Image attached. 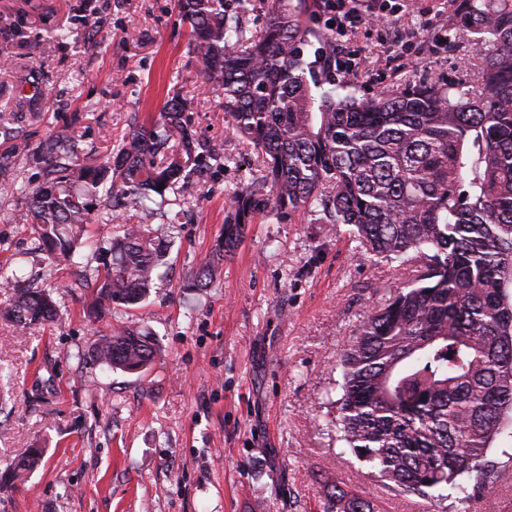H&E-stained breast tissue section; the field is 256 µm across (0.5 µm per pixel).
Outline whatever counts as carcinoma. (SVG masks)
<instances>
[{
	"label": "carcinoma",
	"mask_w": 512,
	"mask_h": 512,
	"mask_svg": "<svg viewBox=\"0 0 512 512\" xmlns=\"http://www.w3.org/2000/svg\"><path fill=\"white\" fill-rule=\"evenodd\" d=\"M292 2L269 0L253 32L230 21L228 0H178L204 82L224 90L225 116L262 156L261 177L229 197L224 255L255 216L302 212L349 227L367 254L397 263L408 287L368 315L339 356L341 440L405 492L427 496L472 473L483 488L486 455L512 412V0H460L451 17L454 39L477 56L476 77L361 97L336 91L353 83L336 80L332 57L313 48L307 0ZM186 111L185 99L169 98L157 121L133 126L98 164L69 163L64 133L32 154L44 170L25 214L35 248L73 259L88 216L109 209L98 189L115 175L120 191L164 203L216 158L213 144L197 153ZM166 249L149 224H126L97 277L96 304L138 307ZM216 271L203 262L197 286ZM55 315L49 294L21 288L0 309L22 328ZM155 353L149 335L125 328L91 356L141 374ZM331 486L326 512H373Z\"/></svg>",
	"instance_id": "obj_1"
}]
</instances>
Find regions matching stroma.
<instances>
[{"label": "stroma", "mask_w": 512, "mask_h": 512, "mask_svg": "<svg viewBox=\"0 0 512 512\" xmlns=\"http://www.w3.org/2000/svg\"><path fill=\"white\" fill-rule=\"evenodd\" d=\"M430 25L404 15L338 37L355 58V92L376 95L469 72L473 50L448 48L455 0H433ZM0 186L43 181L33 152L56 132L74 162L105 159L169 96L191 100L188 129L223 146L192 174L179 223L141 308L95 311L85 279L136 221L138 200L115 198V221L92 216L74 263L33 251L24 194L0 195V270L50 292L58 316L19 329L0 322V474L28 449L44 456L22 481L0 484V512H323L328 482L374 512H504L512 504V420L474 477L422 497L401 492L336 438L339 354L366 317L407 282L360 249L347 227L256 216L219 279L193 275L224 241L228 196L261 175L259 156L205 87L176 0H0ZM67 39H56L59 29ZM26 144L28 152L18 151ZM148 328L161 353L142 374L98 364L91 349L118 324Z\"/></svg>", "instance_id": "1"}]
</instances>
